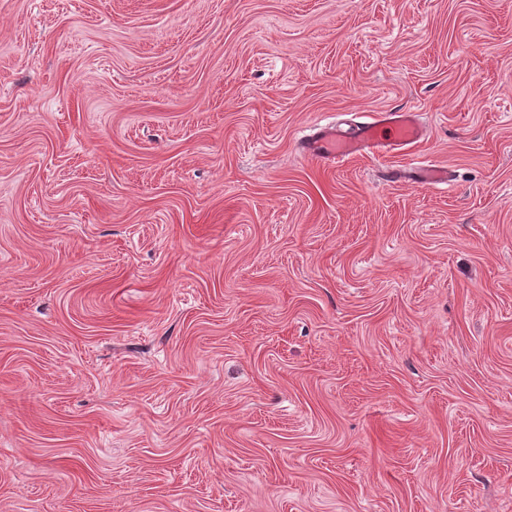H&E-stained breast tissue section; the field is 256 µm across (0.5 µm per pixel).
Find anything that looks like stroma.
Returning <instances> with one entry per match:
<instances>
[{"label": "stroma", "instance_id": "1", "mask_svg": "<svg viewBox=\"0 0 512 512\" xmlns=\"http://www.w3.org/2000/svg\"><path fill=\"white\" fill-rule=\"evenodd\" d=\"M0 512H512V0H0ZM368 121L344 129L341 124L317 125L305 148L328 167H338L345 161L383 148L409 147L423 136L417 115L409 110L380 112L368 115ZM415 181L429 187L448 186V169L446 167L422 161L414 168Z\"/></svg>", "mask_w": 512, "mask_h": 512}]
</instances>
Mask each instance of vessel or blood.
<instances>
[{
    "label": "vessel or blood",
    "instance_id": "b4317fda",
    "mask_svg": "<svg viewBox=\"0 0 512 512\" xmlns=\"http://www.w3.org/2000/svg\"><path fill=\"white\" fill-rule=\"evenodd\" d=\"M422 135L423 128L416 114L397 110L370 115L368 121L347 129L338 123L317 127L305 147L327 166L337 167L351 158L375 154L388 146H411ZM413 174L417 183L433 188L448 182L447 168L431 162H421Z\"/></svg>",
    "mask_w": 512,
    "mask_h": 512
}]
</instances>
